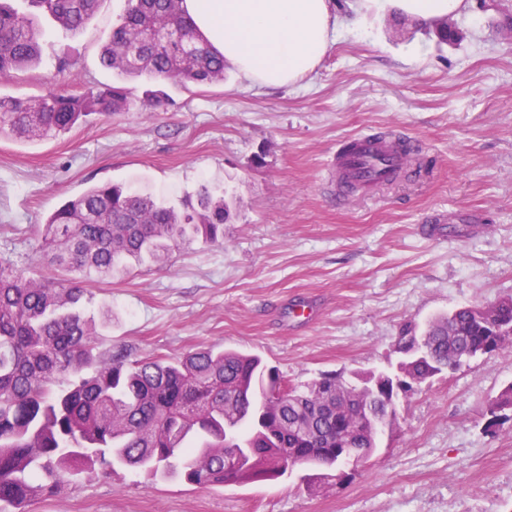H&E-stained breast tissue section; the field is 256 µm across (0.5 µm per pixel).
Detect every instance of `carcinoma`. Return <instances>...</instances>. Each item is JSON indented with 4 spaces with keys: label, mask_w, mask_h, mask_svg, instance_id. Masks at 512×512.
I'll return each mask as SVG.
<instances>
[{
    "label": "carcinoma",
    "mask_w": 512,
    "mask_h": 512,
    "mask_svg": "<svg viewBox=\"0 0 512 512\" xmlns=\"http://www.w3.org/2000/svg\"><path fill=\"white\" fill-rule=\"evenodd\" d=\"M0 0V74L33 67L42 55L37 18L50 15L76 34L98 0ZM183 0H126L102 47L101 64L125 79L155 85L136 101L122 84L80 94L48 91L34 99L0 93V137L41 141L71 131L94 114L155 110L169 103L168 83L224 80V56L189 21ZM231 210L224 197L200 190L182 208L112 184L94 185L52 211L41 234L51 263L99 278L148 256L162 260L191 238L224 243ZM84 281L52 273L37 278L0 264V512H22L54 492L68 475H110L130 468L175 474L197 486L233 485L279 477L299 466L336 464L349 443L355 462L374 454L381 432L359 424L357 402L375 382L396 393L442 373L450 358L468 359L512 346V297L493 318L469 307L429 321V354L411 353L418 339L405 324L397 338L398 372L326 374L295 386L262 358L211 347L170 359L134 360L98 350L92 320L78 310ZM512 385L487 409L490 424L512 421Z\"/></svg>",
    "instance_id": "carcinoma-1"
}]
</instances>
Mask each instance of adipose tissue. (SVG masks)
Listing matches in <instances>:
<instances>
[{
  "instance_id": "ef3b65f1",
  "label": "adipose tissue",
  "mask_w": 512,
  "mask_h": 512,
  "mask_svg": "<svg viewBox=\"0 0 512 512\" xmlns=\"http://www.w3.org/2000/svg\"><path fill=\"white\" fill-rule=\"evenodd\" d=\"M184 9L211 46L248 81L295 84L329 49L330 0H184Z\"/></svg>"
}]
</instances>
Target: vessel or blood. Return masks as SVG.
I'll use <instances>...</instances> for the list:
<instances>
[{
  "instance_id": "b4317fda",
  "label": "vessel or blood",
  "mask_w": 512,
  "mask_h": 512,
  "mask_svg": "<svg viewBox=\"0 0 512 512\" xmlns=\"http://www.w3.org/2000/svg\"><path fill=\"white\" fill-rule=\"evenodd\" d=\"M337 189L355 195L373 194L380 185L393 182L401 173L417 172L415 156L400 138L358 135L347 139L330 160Z\"/></svg>"
}]
</instances>
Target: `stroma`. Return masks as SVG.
<instances>
[{"label":"stroma","mask_w":512,"mask_h":512,"mask_svg":"<svg viewBox=\"0 0 512 512\" xmlns=\"http://www.w3.org/2000/svg\"><path fill=\"white\" fill-rule=\"evenodd\" d=\"M125 0H102L76 35L42 17L36 69L0 76L34 98L112 86L100 64ZM327 54L298 84L167 86L164 110L95 118L53 139L0 138V260L47 273L39 231L64 200L114 183L171 205L200 188L233 209L224 243L188 241L88 278L101 349L179 357L199 347L260 355L285 380L390 368L406 323L512 297V0H468L439 43L390 0H334ZM70 54L75 67L60 65ZM394 133L429 176L336 207L325 178L340 143ZM432 217L458 223L442 239ZM512 385V347L400 398L364 463L199 488L136 470L70 476L25 512H512V427L486 408Z\"/></svg>","instance_id":"1"}]
</instances>
